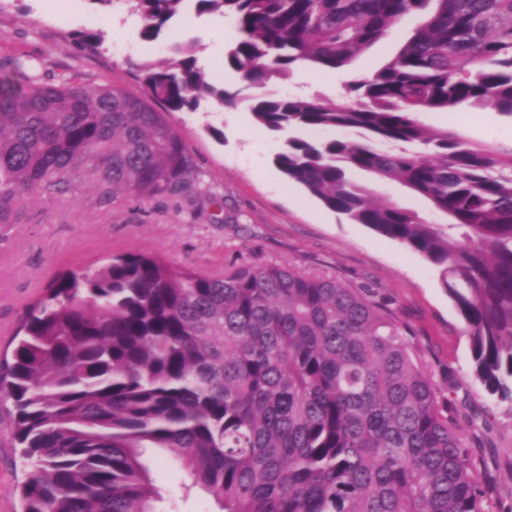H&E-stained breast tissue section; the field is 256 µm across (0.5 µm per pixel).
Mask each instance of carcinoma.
<instances>
[{"label":"carcinoma","instance_id":"1","mask_svg":"<svg viewBox=\"0 0 512 512\" xmlns=\"http://www.w3.org/2000/svg\"><path fill=\"white\" fill-rule=\"evenodd\" d=\"M157 41L186 6L233 21L223 66L249 87L297 65L345 68L404 18L424 21L344 100L262 94L257 124L290 132L274 162L329 210L420 254L465 324L475 379L512 403V146L472 144L418 114L490 104L512 117V0H121ZM73 40L95 49L103 34ZM196 46L143 63L144 93L0 76V230L31 195L94 185L99 202L187 195L195 165L169 112L237 94ZM349 131L316 140L300 131ZM395 181L431 223L351 177ZM0 354V414L25 477L22 512H161L145 455L169 450L216 512H493L492 493L428 373L383 305L281 265L220 276L152 252L65 272Z\"/></svg>","mask_w":512,"mask_h":512}]
</instances>
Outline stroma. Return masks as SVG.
<instances>
[{
  "mask_svg": "<svg viewBox=\"0 0 512 512\" xmlns=\"http://www.w3.org/2000/svg\"><path fill=\"white\" fill-rule=\"evenodd\" d=\"M63 0H0V64L22 56L45 80L74 76L84 84H111L139 95L137 68L169 59L174 41H195L209 81L240 91L236 107L218 110L209 101L192 112H174L195 162L197 188L188 196L159 200L121 198L101 205L96 189L36 194L21 218L0 238V350H12L26 308L58 273L102 264L125 252H155L172 268L214 275L241 264L286 265L335 276L345 287L369 289L389 314L406 324L439 384L456 402L452 413L469 443L479 476L492 483L498 512H512V404L491 399L475 380L465 324L442 288L438 270L404 245L327 209L301 186L289 182L274 163L284 134L260 127L249 108V90L223 69L232 40L217 15L187 14L163 40L146 43L142 23L126 8L103 10L83 0L64 12ZM410 17L390 35L340 71L294 69L288 79L268 84L269 93L340 100L343 82L374 72L391 60L419 25ZM99 31L102 44L89 51L72 32ZM419 119L466 141L512 144V118L491 106L458 112H423ZM146 459L156 485L178 512H213L199 488L184 489L172 455L149 450ZM22 478L19 451L8 420L0 421V512H18L14 491Z\"/></svg>",
  "mask_w": 512,
  "mask_h": 512,
  "instance_id": "35a3bbf8",
  "label": "stroma"
}]
</instances>
